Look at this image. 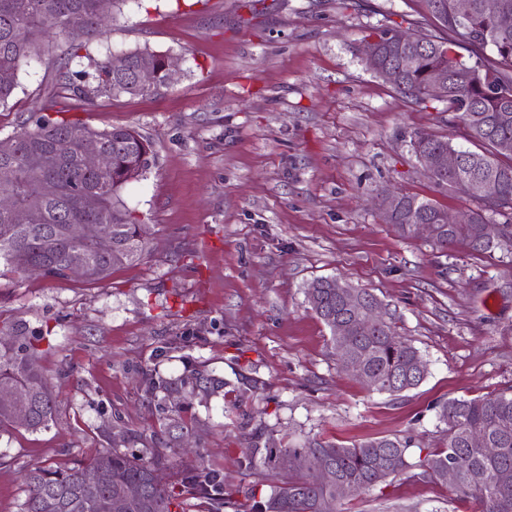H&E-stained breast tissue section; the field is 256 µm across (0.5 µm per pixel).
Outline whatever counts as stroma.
<instances>
[{"label": "stroma", "instance_id": "35a3bbf8", "mask_svg": "<svg viewBox=\"0 0 512 512\" xmlns=\"http://www.w3.org/2000/svg\"><path fill=\"white\" fill-rule=\"evenodd\" d=\"M422 23L421 0H121L101 59L149 46L180 57L160 96L98 100L77 111L99 128L131 126L153 151L121 198L144 224L140 261L106 280L5 273L0 329L38 337L56 397L49 429L0 431V512H19L21 475L112 448H163L160 395L144 377L205 367L224 386L192 398L195 447L234 488L264 489L240 468L253 434L343 444L408 436L409 468L343 501V512H475L421 475L441 445L436 403L512 387V242L479 254L404 237L377 202L387 192L453 214L479 202L436 186L413 154L423 130L468 148L443 104L415 102L361 59L365 36ZM61 65L56 45L22 65L0 106V139L34 127ZM336 277L376 294L427 375L396 396L337 361L304 291ZM165 448V447H164Z\"/></svg>", "mask_w": 512, "mask_h": 512}]
</instances>
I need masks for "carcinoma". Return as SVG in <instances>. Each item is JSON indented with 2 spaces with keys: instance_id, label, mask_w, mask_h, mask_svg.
<instances>
[{
  "instance_id": "carcinoma-1",
  "label": "carcinoma",
  "mask_w": 512,
  "mask_h": 512,
  "mask_svg": "<svg viewBox=\"0 0 512 512\" xmlns=\"http://www.w3.org/2000/svg\"><path fill=\"white\" fill-rule=\"evenodd\" d=\"M427 11L439 22L444 35H435L421 27L410 32V50L417 53L419 65L401 78L396 91L423 102L429 96L433 73L445 74L448 94L442 99L446 111L456 113L466 130V140L475 149H462L465 162L457 173L442 177L431 174L435 183L453 191H463L471 179L487 181L490 191L507 203L498 215L512 228V149L500 147L512 141V30L499 31L494 18L501 11L512 13V0H473V10L460 30L454 14V0H424ZM104 35L99 0H0V73L12 75L0 81V105L8 101L16 86L21 64L40 55L45 40L62 36L67 60L83 57L87 69L72 72L62 66L57 83L66 92L67 102L51 99L46 114L35 127L0 139V169L12 171L8 180H0V194L12 197L17 210H0V267L21 275L32 265L44 268V275L64 278L74 256L86 260L83 281L94 284L107 278L112 270L139 261L146 250L141 225L126 208L121 189L149 170L150 145L135 129L117 126L99 130L61 113L95 105L97 100L126 95H155L166 88L165 74L153 87L137 81L145 61L160 68L162 53L147 46L125 52L126 64L112 69V56L96 59L80 51ZM468 43V57L456 50L457 38ZM378 60L390 65L408 50L391 41L382 31L376 41ZM495 52L489 58L486 50ZM415 154L455 149L450 141L427 132L411 137ZM104 152L110 164L104 168H86L85 156ZM52 155L48 167L38 159ZM43 180L53 182L56 195L42 197L36 186ZM95 206H86V200ZM402 205L392 224L398 232L412 236L408 224H435L438 233L433 242L445 249L463 245L476 253H489L492 247L477 243L475 228L489 216L474 211V223L448 226L440 223L444 209L431 200L415 195H400ZM69 224H93L112 236V251L99 254L90 242H76L66 234ZM317 287L305 291L311 310L329 329L332 347L340 364L359 361L371 376L367 387L378 393L398 395L419 386L424 377L415 374L422 359L417 348L398 336L389 323L366 329L354 328L344 340L336 338V321L346 319L347 310L336 288V278L315 280ZM36 338L15 331L14 344L0 348V393L13 390L24 396L18 404L0 396V428L20 426L30 431L49 427L54 421L56 400L47 379L38 366L34 351ZM220 381L203 371L196 372L192 389L212 392ZM438 419L446 426V442L426 455L423 474L437 480L436 472L448 464L457 469L459 483L454 491L471 498L477 512H512V483L501 485L497 476L512 470V390L485 397L449 399L437 406ZM170 444L175 446L190 432L180 414L164 417ZM480 431L490 447L499 449L493 456L466 443L467 435ZM407 437H375L350 445L308 438L288 446L271 439L253 436L252 444L240 464L252 469L262 466L276 482L260 495L250 490L245 500L224 485V473L204 464L185 465L176 473L174 485L156 483L151 474L165 466L168 458L157 448L146 455L114 448L86 462L66 467H47L22 474L25 498L20 512H103L102 500L123 492L128 484L141 487V494L127 500L124 512H179L186 501L196 500L202 512H336V504L357 496L394 478L409 467ZM321 455L333 475L355 490L336 496V489L314 480L310 460ZM100 472L97 485L84 483V474Z\"/></svg>"
}]
</instances>
